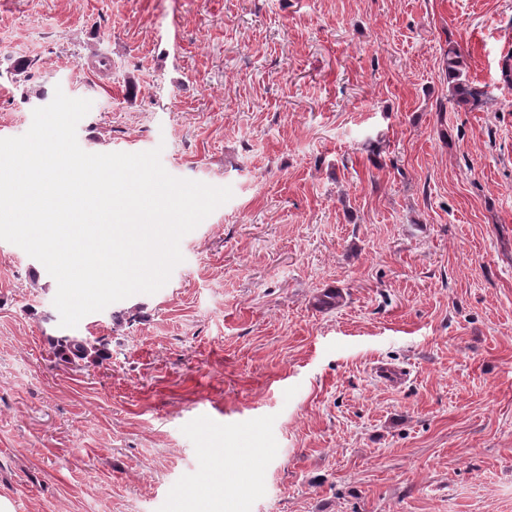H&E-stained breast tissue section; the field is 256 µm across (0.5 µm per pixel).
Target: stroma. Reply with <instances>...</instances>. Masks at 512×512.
Listing matches in <instances>:
<instances>
[{"label": "stroma", "mask_w": 512, "mask_h": 512, "mask_svg": "<svg viewBox=\"0 0 512 512\" xmlns=\"http://www.w3.org/2000/svg\"><path fill=\"white\" fill-rule=\"evenodd\" d=\"M511 69L512 0H0V138L59 87L84 151L233 192L69 331L0 241L13 512H169L244 454L224 512H512ZM68 332L109 359L62 363ZM447 68L448 77L453 80L452 95L456 103H479L486 93L476 88L468 80L462 79L463 60L458 49L453 48L448 51Z\"/></svg>", "instance_id": "35a3bbf8"}]
</instances>
